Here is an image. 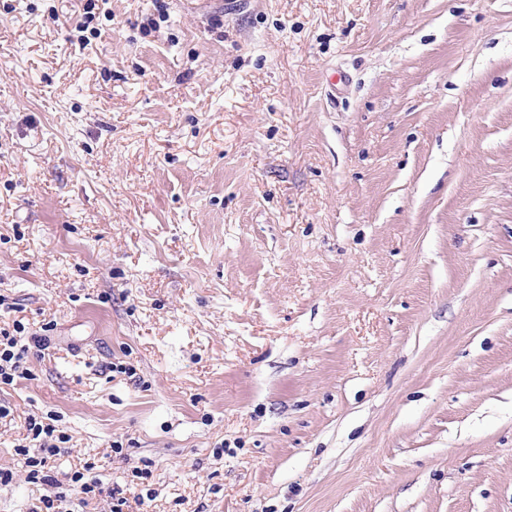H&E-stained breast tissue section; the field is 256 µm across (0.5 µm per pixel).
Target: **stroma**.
Here are the masks:
<instances>
[{
  "mask_svg": "<svg viewBox=\"0 0 512 512\" xmlns=\"http://www.w3.org/2000/svg\"><path fill=\"white\" fill-rule=\"evenodd\" d=\"M84 5L0 0V512H512V0ZM24 340V336H10L9 333L0 336V389L2 385H13L17 378H25L28 374L22 363L30 344L23 343ZM27 436L29 440L27 445L17 446V453L25 460L28 467L27 479L31 483H51L56 482L49 471L53 467L52 462L56 457L65 451L64 446L69 441V437L62 432L56 433V427L50 423L38 420L34 416L26 418Z\"/></svg>",
  "mask_w": 512,
  "mask_h": 512,
  "instance_id": "35a3bbf8",
  "label": "stroma"
}]
</instances>
